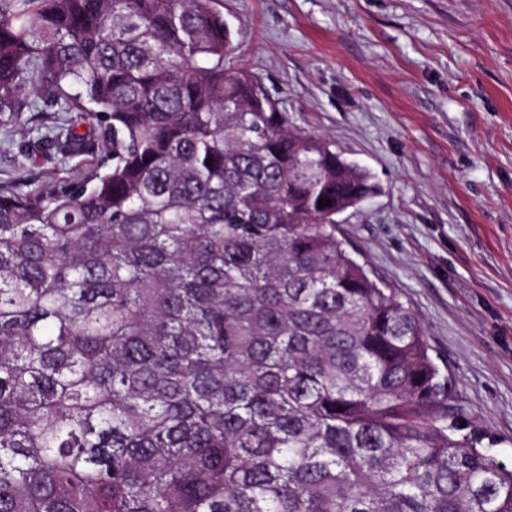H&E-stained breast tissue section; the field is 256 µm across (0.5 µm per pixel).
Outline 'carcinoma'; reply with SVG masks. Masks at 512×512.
I'll use <instances>...</instances> for the list:
<instances>
[{"instance_id": "cac0c4a2", "label": "carcinoma", "mask_w": 512, "mask_h": 512, "mask_svg": "<svg viewBox=\"0 0 512 512\" xmlns=\"http://www.w3.org/2000/svg\"><path fill=\"white\" fill-rule=\"evenodd\" d=\"M219 4L0 0V116L33 95L69 113L48 148L105 145L75 186L0 192V512H512L338 236L370 173L226 65Z\"/></svg>"}]
</instances>
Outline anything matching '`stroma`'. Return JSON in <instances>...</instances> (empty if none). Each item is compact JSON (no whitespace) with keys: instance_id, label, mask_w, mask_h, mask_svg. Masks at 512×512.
<instances>
[{"instance_id":"35a3bbf8","label":"stroma","mask_w":512,"mask_h":512,"mask_svg":"<svg viewBox=\"0 0 512 512\" xmlns=\"http://www.w3.org/2000/svg\"><path fill=\"white\" fill-rule=\"evenodd\" d=\"M232 61L378 192L340 217L423 325L453 395L512 465V0H223ZM67 115L0 120V190L76 184L101 147L40 148Z\"/></svg>"}]
</instances>
